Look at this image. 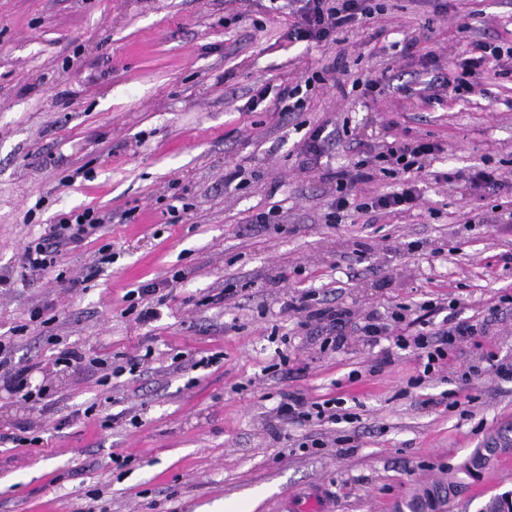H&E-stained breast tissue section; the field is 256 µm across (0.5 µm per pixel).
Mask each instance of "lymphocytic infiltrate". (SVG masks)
<instances>
[{
  "instance_id": "obj_1",
  "label": "lymphocytic infiltrate",
  "mask_w": 512,
  "mask_h": 512,
  "mask_svg": "<svg viewBox=\"0 0 512 512\" xmlns=\"http://www.w3.org/2000/svg\"><path fill=\"white\" fill-rule=\"evenodd\" d=\"M295 11L297 21L290 33L296 41L327 42L338 41L340 34L347 28L360 25L374 19L381 6L376 0H298ZM512 62V43L497 41H469L456 66L458 75L453 81L442 82L441 87L455 98H466L474 94L485 74L491 73L498 78H512L511 67H504V60ZM437 145L424 140H401L388 144L385 150L377 154L361 156L353 166L332 173L336 182V194L332 200V210L327 214V222H337L341 212L349 208L359 211H407L412 209L419 196L408 173L420 170L423 159L433 156ZM383 169L385 174L403 177L400 190L384 193L371 199L356 200L353 190L356 184L367 182L372 172ZM105 219L91 208L70 212L59 224L51 227L49 234L31 240L24 247L20 262L25 275L39 278L55 270L60 263L62 253L71 245L82 242L98 228L103 227ZM412 321L409 308L400 304L389 317L378 312L365 314L357 326L361 336L376 343L392 335L394 331L410 327ZM475 334L473 324L466 321L449 323L436 331L416 332L412 338H398L399 347L409 346L422 350L426 362L424 375H432L442 368L451 344L471 338ZM339 398L321 402H308L303 397L284 395L275 409L274 417L282 424H301L312 419H326L332 423L349 421L350 413L342 407Z\"/></svg>"
}]
</instances>
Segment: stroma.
<instances>
[{"label":"stroma","instance_id":"stroma-1","mask_svg":"<svg viewBox=\"0 0 512 512\" xmlns=\"http://www.w3.org/2000/svg\"><path fill=\"white\" fill-rule=\"evenodd\" d=\"M380 2L369 26L315 44L289 39L295 18L274 0H0V274L13 277L0 336L14 363L33 366L31 387L54 397L0 391V512H279L314 488L330 512H392L512 426V379L486 358L512 364V312H490L512 292V223L495 221L512 212V81L427 100L467 39L512 38V0ZM335 62L341 82L282 111L280 88ZM360 73L379 91L350 90ZM322 123L348 134L316 156L306 140ZM386 136L441 147L418 174L417 206L326 223L323 173ZM487 157L495 192L469 178ZM178 195L186 209L173 210ZM87 207L112 222L66 252L62 277L22 282L25 242ZM269 210L277 223H253ZM411 241L423 249L408 252ZM148 283L160 316L145 323L127 293ZM230 283L236 299L209 303ZM304 294L311 309L357 316L434 300L431 323L464 320L478 334L427 378L418 350L391 340L355 334L323 349L281 309ZM46 304L52 322L30 321ZM68 347L115 365L152 357L104 384L55 367ZM203 357L210 365L194 367ZM454 391L467 401L451 406ZM288 393L343 399L356 419L275 436ZM22 424L34 442L9 441ZM308 437L323 447H304ZM510 490L505 457L449 510Z\"/></svg>","mask_w":512,"mask_h":512}]
</instances>
